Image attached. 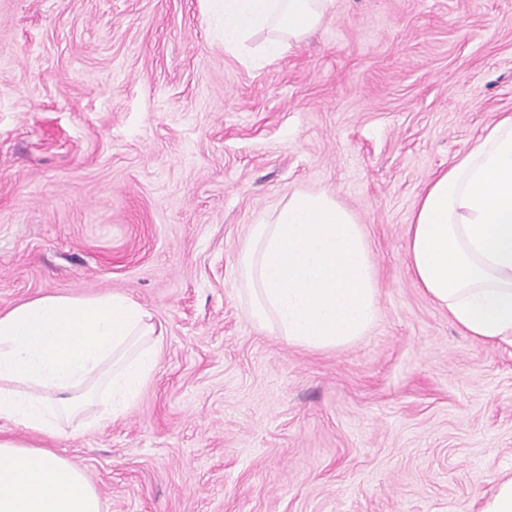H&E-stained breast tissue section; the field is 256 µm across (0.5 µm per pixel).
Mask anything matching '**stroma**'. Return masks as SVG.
<instances>
[{
    "instance_id": "obj_1",
    "label": "stroma",
    "mask_w": 512,
    "mask_h": 512,
    "mask_svg": "<svg viewBox=\"0 0 512 512\" xmlns=\"http://www.w3.org/2000/svg\"><path fill=\"white\" fill-rule=\"evenodd\" d=\"M512 113V0H334L259 65L202 0H0V311L119 292L163 338L104 426L4 425L103 512H482L512 478V346L411 276L417 197ZM296 190L362 224L378 312L308 349L240 293L250 225Z\"/></svg>"
}]
</instances>
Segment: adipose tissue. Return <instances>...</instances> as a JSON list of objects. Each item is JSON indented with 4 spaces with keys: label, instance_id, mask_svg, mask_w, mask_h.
I'll return each instance as SVG.
<instances>
[{
    "label": "adipose tissue",
    "instance_id": "1",
    "mask_svg": "<svg viewBox=\"0 0 512 512\" xmlns=\"http://www.w3.org/2000/svg\"><path fill=\"white\" fill-rule=\"evenodd\" d=\"M225 49L280 58L333 0H208ZM270 37L247 49L256 33ZM412 275L468 335L512 344V114L440 173L413 207ZM163 344L150 313L123 293L46 294L0 312V420L49 438L91 402L122 416L150 382ZM0 512H102L85 473L39 446L0 436Z\"/></svg>",
    "mask_w": 512,
    "mask_h": 512
}]
</instances>
